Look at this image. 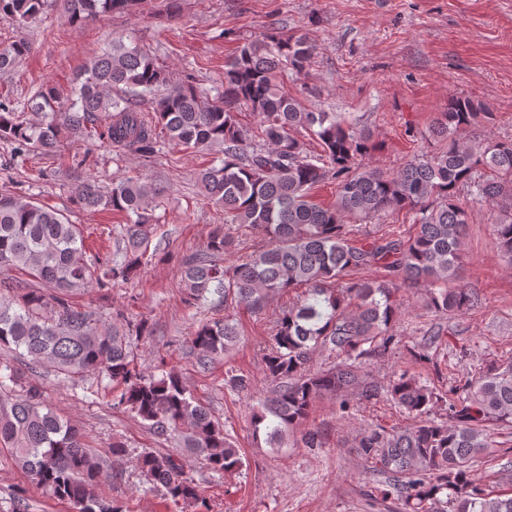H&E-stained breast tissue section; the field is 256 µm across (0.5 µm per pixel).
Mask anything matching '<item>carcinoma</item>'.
Wrapping results in <instances>:
<instances>
[{"label":"carcinoma","instance_id":"carcinoma-1","mask_svg":"<svg viewBox=\"0 0 512 512\" xmlns=\"http://www.w3.org/2000/svg\"><path fill=\"white\" fill-rule=\"evenodd\" d=\"M69 20L85 23L102 14L137 12L141 0H59ZM48 0H0V21L28 26ZM23 39L0 41V73L11 72L28 53ZM311 46L305 35L275 26L258 41H246L224 62L222 89L212 95L192 73L174 82L166 66L146 49L114 40L76 77L72 97L54 86L40 88L24 105L0 99V141L11 146L3 166L24 167L30 155L55 153L63 140L97 142L122 157L149 159L161 139L222 155L220 164L196 175L202 194L224 212L204 249L180 265L185 302L198 305L216 296L260 310L285 299L264 357L270 389L256 397L251 422L271 448L288 446L302 429L305 448H322L324 433L308 421L317 400H336L351 414L350 396L372 401L384 395L412 422L357 430L352 447L383 480L367 484L372 500L396 501L395 512H512V491L499 492L475 473L481 458L498 453L494 431L512 430V361L491 360L482 371L446 393L420 376L402 371L384 388L365 371L374 358L399 346L394 329L400 293L425 290V306L446 319L477 304L462 284L463 239L470 204H486L494 217L497 245L512 265V138L471 143L469 129L489 123L493 113L467 97L448 99L429 137L442 147L404 162L394 173L368 164L376 150L370 131L336 112H312L280 89V76L305 72ZM260 116L261 142L249 137L239 109ZM36 118L24 117L25 110ZM304 130L321 146L308 154L296 133ZM331 181L336 201L321 207L311 191ZM83 209L125 212L124 248L112 256L87 255L83 232L67 214L49 208L13 185L0 190V348L29 364L48 365L73 385L108 379L125 407L156 437H178L218 473L244 466L223 425L196 401L186 382L167 372L144 375L134 363L127 333L101 323V315L75 302L92 288L108 289L138 277L157 256L158 190L140 180L104 186L91 178L73 186ZM414 212L406 238L359 235L350 220L367 222L390 210ZM234 227H246L260 245L224 264L237 250ZM386 269L385 280L356 279L353 273ZM40 287H31L32 283ZM303 289L300 294L295 290ZM445 331L424 332L411 348L416 360ZM238 341L227 318L198 325L188 353L206 371ZM335 361L316 369L314 357ZM0 448L36 484L75 512H124L95 496L100 465L79 429L45 403L37 383H19L0 362ZM141 474L176 505L205 506L199 486L171 454L144 451Z\"/></svg>","mask_w":512,"mask_h":512}]
</instances>
